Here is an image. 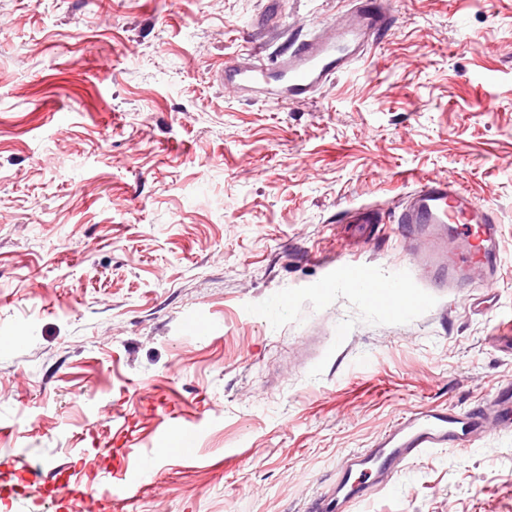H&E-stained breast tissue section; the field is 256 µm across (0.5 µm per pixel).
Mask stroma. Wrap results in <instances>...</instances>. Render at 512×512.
Masks as SVG:
<instances>
[{"label": "stroma", "instance_id": "obj_1", "mask_svg": "<svg viewBox=\"0 0 512 512\" xmlns=\"http://www.w3.org/2000/svg\"><path fill=\"white\" fill-rule=\"evenodd\" d=\"M386 2L351 73L273 105L225 60L272 63L346 0H0V512H42L12 457L63 499L188 427L195 455L114 512H312L405 410L512 382V0ZM424 176L492 205L493 290L434 287L403 250ZM338 258L408 271L409 308L334 282ZM354 512H512V428Z\"/></svg>", "mask_w": 512, "mask_h": 512}]
</instances>
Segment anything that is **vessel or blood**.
I'll list each match as a JSON object with an SVG mask.
<instances>
[{
	"label": "vessel or blood",
	"instance_id": "1",
	"mask_svg": "<svg viewBox=\"0 0 512 512\" xmlns=\"http://www.w3.org/2000/svg\"><path fill=\"white\" fill-rule=\"evenodd\" d=\"M349 7L336 21L320 26L312 36L294 41L266 65L250 54L226 60L225 84L253 101L290 104L309 100L340 74L351 70L390 28L392 16L383 0H347ZM406 249L425 239L432 249L423 263L449 289L491 288L501 266L500 228L492 209L455 184L436 177L419 179L397 217ZM495 413L502 425L512 424V384L499 387ZM483 409L415 407L400 415L373 447L345 458L336 469L331 494L320 497L313 512H351L389 483L409 461L441 448H470L485 431ZM152 453L138 452L134 469L111 471L113 489L146 482L153 474ZM69 498L82 512H110L109 495L94 496L90 488H72Z\"/></svg>",
	"mask_w": 512,
	"mask_h": 512
}]
</instances>
